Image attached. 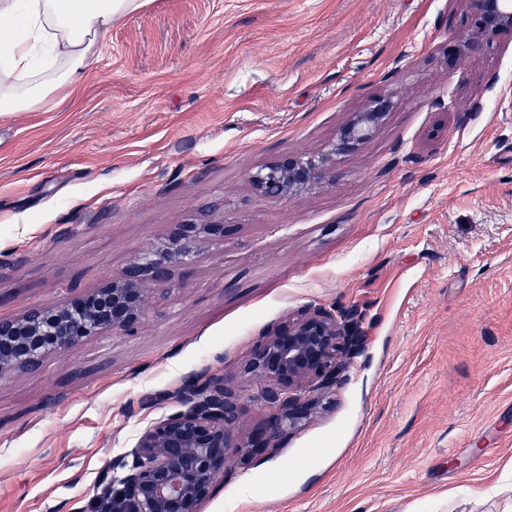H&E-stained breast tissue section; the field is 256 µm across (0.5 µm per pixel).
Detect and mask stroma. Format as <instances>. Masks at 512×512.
<instances>
[{"label": "stroma", "mask_w": 512, "mask_h": 512, "mask_svg": "<svg viewBox=\"0 0 512 512\" xmlns=\"http://www.w3.org/2000/svg\"><path fill=\"white\" fill-rule=\"evenodd\" d=\"M470 0H149L79 87L0 116V317L113 278L177 224L227 223L146 314L0 377V512H95L113 457L224 363L237 446L199 512L512 507V38L450 60ZM395 107L334 177L269 198L249 177ZM356 307L345 384L277 447L247 368L259 336ZM253 490L243 496V479Z\"/></svg>", "instance_id": "35a3bbf8"}]
</instances>
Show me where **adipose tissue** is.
<instances>
[{"mask_svg": "<svg viewBox=\"0 0 512 512\" xmlns=\"http://www.w3.org/2000/svg\"><path fill=\"white\" fill-rule=\"evenodd\" d=\"M146 0H0V115L33 112L83 80L115 23Z\"/></svg>", "mask_w": 512, "mask_h": 512, "instance_id": "1", "label": "adipose tissue"}]
</instances>
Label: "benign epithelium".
Instances as JSON below:
<instances>
[{
    "label": "benign epithelium",
    "mask_w": 512,
    "mask_h": 512,
    "mask_svg": "<svg viewBox=\"0 0 512 512\" xmlns=\"http://www.w3.org/2000/svg\"><path fill=\"white\" fill-rule=\"evenodd\" d=\"M473 29L454 41L459 59L481 53L512 34V0H471ZM394 107L390 97L372 99L339 132L321 156L286 155L250 176L269 197L302 194L334 177L333 156L369 140ZM225 224H177L165 241L150 245L122 275L92 293L54 309L31 308L14 319L0 318V377L35 371L47 352L66 353L99 332H127L144 316V283L164 280L189 260L205 236L223 237ZM363 349L355 309L318 308L260 337L249 362L257 377V399L270 409L252 447L272 448L296 429L346 380L351 359ZM174 397L180 409L152 423L135 448L112 459V481L102 490L100 512H198L224 477L230 428L238 406L224 384V370L207 366L177 391L145 392L138 404L153 407Z\"/></svg>",
    "instance_id": "1"
}]
</instances>
